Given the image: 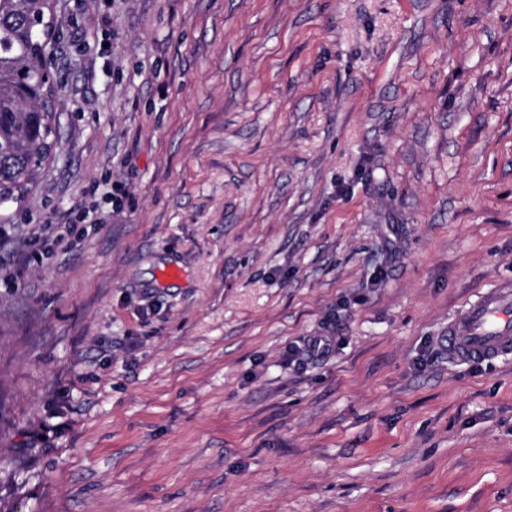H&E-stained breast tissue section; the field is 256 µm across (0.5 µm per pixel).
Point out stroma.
Masks as SVG:
<instances>
[{
    "mask_svg": "<svg viewBox=\"0 0 512 512\" xmlns=\"http://www.w3.org/2000/svg\"><path fill=\"white\" fill-rule=\"evenodd\" d=\"M55 4L0 512H512V356L438 344L512 279V0Z\"/></svg>",
    "mask_w": 512,
    "mask_h": 512,
    "instance_id": "35a3bbf8",
    "label": "stroma"
}]
</instances>
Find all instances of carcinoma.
Wrapping results in <instances>:
<instances>
[{
  "mask_svg": "<svg viewBox=\"0 0 512 512\" xmlns=\"http://www.w3.org/2000/svg\"><path fill=\"white\" fill-rule=\"evenodd\" d=\"M50 0H0V206L22 200L53 154V87L43 39L30 37Z\"/></svg>",
  "mask_w": 512,
  "mask_h": 512,
  "instance_id": "obj_1",
  "label": "carcinoma"
}]
</instances>
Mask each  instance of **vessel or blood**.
I'll use <instances>...</instances> for the list:
<instances>
[{"label": "vessel or blood", "instance_id": "obj_1", "mask_svg": "<svg viewBox=\"0 0 512 512\" xmlns=\"http://www.w3.org/2000/svg\"><path fill=\"white\" fill-rule=\"evenodd\" d=\"M448 354L460 362L512 355V280H504L461 308L443 337Z\"/></svg>", "mask_w": 512, "mask_h": 512}]
</instances>
